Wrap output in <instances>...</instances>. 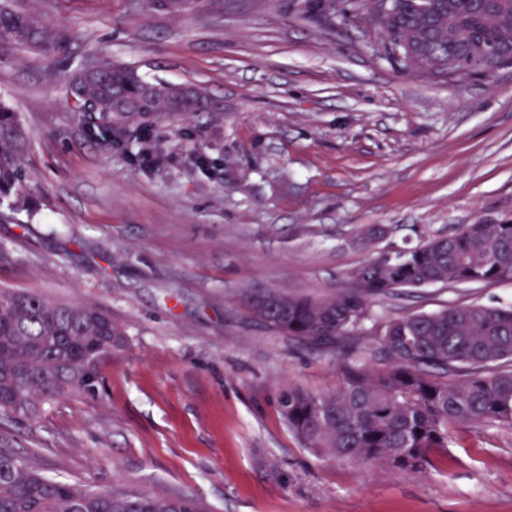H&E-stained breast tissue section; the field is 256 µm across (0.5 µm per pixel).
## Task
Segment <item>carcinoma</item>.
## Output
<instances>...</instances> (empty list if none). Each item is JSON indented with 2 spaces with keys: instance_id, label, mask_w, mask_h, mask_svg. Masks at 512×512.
Here are the masks:
<instances>
[{
  "instance_id": "1",
  "label": "carcinoma",
  "mask_w": 512,
  "mask_h": 512,
  "mask_svg": "<svg viewBox=\"0 0 512 512\" xmlns=\"http://www.w3.org/2000/svg\"><path fill=\"white\" fill-rule=\"evenodd\" d=\"M366 21L379 52L395 69L430 80L464 84L512 67V0H389L390 11ZM68 37L0 0V46L53 58ZM78 108L128 119L148 112H194L206 97L194 87L179 94L149 83L134 69L105 61L68 77ZM28 148L18 113L0 101V201L20 196ZM355 287L326 298L254 293L246 308L273 332L326 347H343L356 360L344 382L312 394L290 388L283 415L313 453L357 465H386L414 474L431 465L463 426L512 428V304H453L393 317L376 332L377 347L356 345L351 333L368 317L371 301L431 285L512 282V222L480 217L454 234L381 254L355 274ZM123 333L92 305L51 301L0 289V413H29L49 398L85 385L84 369L112 352ZM0 512H198L187 499L100 493L49 479L35 463L0 451Z\"/></svg>"
}]
</instances>
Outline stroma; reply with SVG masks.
I'll return each instance as SVG.
<instances>
[{
	"mask_svg": "<svg viewBox=\"0 0 512 512\" xmlns=\"http://www.w3.org/2000/svg\"><path fill=\"white\" fill-rule=\"evenodd\" d=\"M308 0H24L71 40L0 49V100L29 135L25 204L0 202V288L107 310L124 343L87 386L0 415V448L46 477L192 499L200 512H512V429L461 427L425 472L317 456L280 409L339 386L328 351L273 333L247 293L323 298L368 259L512 212V68L462 85L394 70L359 16ZM108 59L193 85L200 112L74 111L70 72ZM376 225L384 235L365 245ZM512 283L380 297L354 331Z\"/></svg>",
	"mask_w": 512,
	"mask_h": 512,
	"instance_id": "stroma-1",
	"label": "stroma"
}]
</instances>
